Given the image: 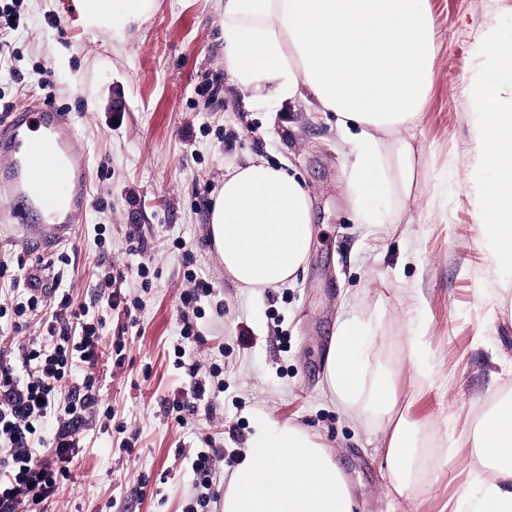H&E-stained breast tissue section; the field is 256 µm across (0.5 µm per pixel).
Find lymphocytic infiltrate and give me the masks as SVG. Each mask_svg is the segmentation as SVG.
Returning <instances> with one entry per match:
<instances>
[{
  "instance_id": "f902f5d3",
  "label": "lymphocytic infiltrate",
  "mask_w": 512,
  "mask_h": 512,
  "mask_svg": "<svg viewBox=\"0 0 512 512\" xmlns=\"http://www.w3.org/2000/svg\"><path fill=\"white\" fill-rule=\"evenodd\" d=\"M65 255L27 264L17 258L22 275L0 279L23 285L24 301L15 311L13 330L42 314L38 337L21 348L20 367L0 356V512H30L38 500H49L69 477L67 468L79 443L76 432L84 415L98 402V338L85 306H74L62 286ZM60 417L53 435L44 420Z\"/></svg>"
}]
</instances>
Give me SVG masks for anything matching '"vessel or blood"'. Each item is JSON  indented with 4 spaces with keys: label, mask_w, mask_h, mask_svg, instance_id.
I'll use <instances>...</instances> for the list:
<instances>
[{
    "label": "vessel or blood",
    "mask_w": 512,
    "mask_h": 512,
    "mask_svg": "<svg viewBox=\"0 0 512 512\" xmlns=\"http://www.w3.org/2000/svg\"><path fill=\"white\" fill-rule=\"evenodd\" d=\"M0 224L40 241L68 238L86 204V169L68 113L46 105L0 114Z\"/></svg>",
    "instance_id": "1"
}]
</instances>
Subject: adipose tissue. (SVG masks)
<instances>
[{"instance_id": "adipose-tissue-1", "label": "adipose tissue", "mask_w": 512, "mask_h": 512, "mask_svg": "<svg viewBox=\"0 0 512 512\" xmlns=\"http://www.w3.org/2000/svg\"><path fill=\"white\" fill-rule=\"evenodd\" d=\"M154 0H77L82 24L108 31L145 20ZM427 0H224V66L256 98L313 99L335 113L354 161L346 173L356 217L389 218L382 199L414 190V151L384 134L418 124L429 87L433 34ZM483 49L492 61L472 85L480 115L477 164L491 184L476 187L478 220L499 245L496 260L512 265V43L488 28ZM208 237L225 272L243 288L296 283L313 242L312 205L287 167L253 160L227 172L212 207ZM365 328L342 323L327 361L330 392L345 406L372 409L385 431L392 488L405 495L419 454L396 411L394 374L368 373L360 338ZM480 466L462 497L463 512H512V402L482 420L474 442ZM350 485L326 444L297 426L257 417L242 461L224 494V512H355Z\"/></svg>"}]
</instances>
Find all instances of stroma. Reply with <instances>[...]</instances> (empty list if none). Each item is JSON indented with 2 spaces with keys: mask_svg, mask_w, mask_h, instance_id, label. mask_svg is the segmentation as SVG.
I'll return each mask as SVG.
<instances>
[{
  "mask_svg": "<svg viewBox=\"0 0 512 512\" xmlns=\"http://www.w3.org/2000/svg\"><path fill=\"white\" fill-rule=\"evenodd\" d=\"M427 2L431 86L420 122L405 133L415 195L399 223L360 224L344 189L347 148L335 115L301 99L248 100L224 66L221 0H155L140 27L110 34L79 24L74 0H21L24 25L0 69V105L49 101L77 127L90 195L56 250L71 259L63 285L88 306L103 353L99 402L48 512H195L192 463L209 446L224 459L207 510L223 512L260 414L326 439L356 512H453L484 415L512 395V297H499L512 271L498 268L478 224L474 184L492 174L476 166L469 102L489 63L488 27L512 41V0ZM257 158L290 164L312 199L308 264L283 288L239 287L207 237L227 169ZM134 224L146 241L138 256L126 250ZM141 262L148 277L131 274L121 286L139 305L133 333L123 311L102 302V285L113 267ZM190 270L214 290L187 316L179 295ZM186 319L195 331L187 341ZM351 319L368 326L371 367L395 373L398 413L438 458L401 497L391 492L376 414L349 410L326 384L331 338ZM181 344L200 364L207 395L180 424L164 404L189 388L175 366Z\"/></svg>",
  "mask_w": 512,
  "mask_h": 512,
  "instance_id": "stroma-1",
  "label": "stroma"
}]
</instances>
